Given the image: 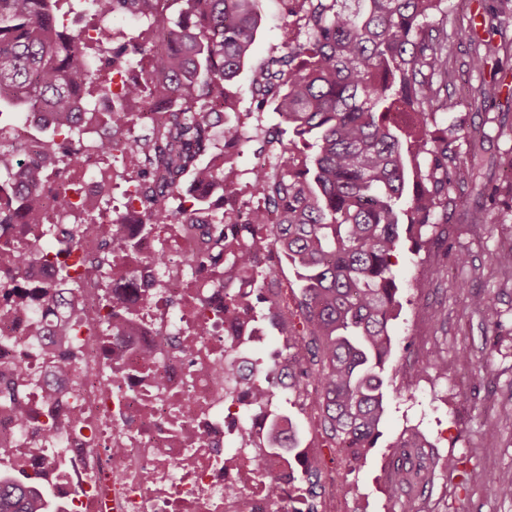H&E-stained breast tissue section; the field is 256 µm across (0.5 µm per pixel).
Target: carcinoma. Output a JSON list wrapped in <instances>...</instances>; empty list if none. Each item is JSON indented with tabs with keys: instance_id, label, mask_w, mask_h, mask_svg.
I'll list each match as a JSON object with an SVG mask.
<instances>
[{
	"instance_id": "cac0c4a2",
	"label": "carcinoma",
	"mask_w": 512,
	"mask_h": 512,
	"mask_svg": "<svg viewBox=\"0 0 512 512\" xmlns=\"http://www.w3.org/2000/svg\"><path fill=\"white\" fill-rule=\"evenodd\" d=\"M82 0H0V225L37 224L38 235L18 257L22 267L54 266L56 283L44 286V302L72 306L87 287L79 267L111 277L112 253L134 242L114 227L93 251L81 250V229L63 215L51 218L40 193L59 166L79 158L64 140L92 132L85 123L89 98L111 99L103 72L137 66L140 79L126 96L142 102L148 131L124 143L127 109L115 99L95 142L113 156L121 173L136 179L135 194L152 224H202L204 249L187 257L190 267L224 263V321L236 336L267 321L288 329V355L264 361L224 362L227 381L245 383L265 409L266 426L246 432L257 448L278 453L300 446V428L283 412L266 408L279 371L288 388H314L322 434L358 458L374 447L387 403L390 321L396 304L393 258L402 226L430 227L431 242L448 249V224L461 197L449 187L474 179L478 150L458 163L456 146L441 128L455 108L439 106L434 85L448 87L451 46L444 19L447 0H280L295 18L283 33L281 54L264 61L250 84L251 108L268 109L279 124L265 132L258 153L269 163L254 167L242 185L234 170L248 142L236 111L238 77L251 57L263 19L256 0H96L94 17L126 16L144 26L116 43L99 25L68 30L63 6ZM471 43L468 71H479L499 50ZM482 103L499 86L470 85ZM292 137L280 138V126ZM42 145L36 158L23 142ZM187 185L204 187L191 210L171 208ZM224 199L217 213L210 199ZM293 270L298 292L281 296L276 268ZM240 281L251 291L230 292ZM98 327L118 336L134 326L135 308L117 289L101 298ZM67 321L56 326L58 364L74 358L65 344ZM403 465L394 464L388 492L401 498ZM0 512H56L40 484L0 474Z\"/></svg>"
}]
</instances>
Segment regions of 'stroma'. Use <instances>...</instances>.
Returning <instances> with one entry per match:
<instances>
[{
	"instance_id": "obj_1",
	"label": "stroma",
	"mask_w": 512,
	"mask_h": 512,
	"mask_svg": "<svg viewBox=\"0 0 512 512\" xmlns=\"http://www.w3.org/2000/svg\"><path fill=\"white\" fill-rule=\"evenodd\" d=\"M257 6L264 24L251 64L238 79V107L247 115L244 132L249 141L241 158L246 168L255 162L257 136L277 122L273 112L250 111L253 67L280 54L288 24L278 0H257ZM501 8L502 0H448L454 69H461L466 61L471 37L496 45L502 38L512 39V25L503 32L493 26L492 18ZM482 77L499 83L500 95L477 103L461 86L449 87L456 107L447 127L449 139L462 153L469 148L468 133L477 128L485 134L476 184L449 188L453 195L469 194L471 206L483 213V229L473 234L469 213L460 210L449 225V255L435 254L424 240L410 237L396 254L398 306L392 323L396 348L391 362L398 368L416 359L420 382L413 390L390 398L374 448L359 460L342 463L340 477L355 488L349 499L351 512H420L433 504L452 512H512V499L502 498L495 484L496 479L512 478V274L492 264L506 233L512 231V212L503 205L507 194L499 168L503 153L512 149V138L497 134L499 127H512V53L489 60ZM458 250L468 253L467 266L455 264L452 254ZM423 274L430 286L418 294L408 283ZM461 281L465 289L456 290ZM474 294L488 300L487 309L471 306ZM433 353L449 365H462L463 378L457 386L438 382L428 362ZM484 366L488 374L473 380L474 370ZM489 422L497 428L490 439L483 435ZM415 431L423 434L424 446L400 447V439ZM450 457L458 463L453 472L444 466ZM397 461L403 462L406 476L398 504L389 500L385 479Z\"/></svg>"
}]
</instances>
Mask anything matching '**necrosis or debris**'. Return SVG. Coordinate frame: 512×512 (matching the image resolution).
<instances>
[{
    "mask_svg": "<svg viewBox=\"0 0 512 512\" xmlns=\"http://www.w3.org/2000/svg\"><path fill=\"white\" fill-rule=\"evenodd\" d=\"M60 177L69 202L56 203L51 183L41 193L49 208L72 212L103 197V153L89 146L78 166ZM133 233L134 254L112 256V276L130 269L160 286L137 298L133 335H97L93 322L102 294L97 272L80 292L74 359L65 372L54 360L56 339L34 337L46 324L41 290L47 268L19 271L0 263V379L17 400L0 397V471L38 474L61 512H270L272 501L291 512H348L335 488L310 486L322 444L294 457L250 447L245 429H258L251 389H229L224 358L239 339L223 324L203 320L208 289L198 278L223 283V265L191 276L185 261L200 242L190 224H160ZM53 434H46L47 426Z\"/></svg>",
    "mask_w": 512,
    "mask_h": 512,
    "instance_id": "obj_1",
    "label": "necrosis or debris"
}]
</instances>
